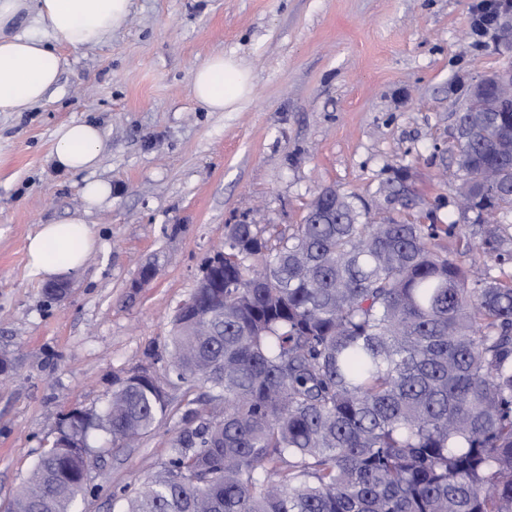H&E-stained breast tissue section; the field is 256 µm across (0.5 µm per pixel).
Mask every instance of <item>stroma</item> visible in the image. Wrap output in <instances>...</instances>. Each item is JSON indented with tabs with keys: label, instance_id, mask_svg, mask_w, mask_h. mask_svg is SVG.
Here are the masks:
<instances>
[{
	"label": "stroma",
	"instance_id": "1",
	"mask_svg": "<svg viewBox=\"0 0 512 512\" xmlns=\"http://www.w3.org/2000/svg\"><path fill=\"white\" fill-rule=\"evenodd\" d=\"M474 0H132L126 23L94 47L58 45L57 87L0 112V512L72 410L101 412L119 380L167 382L168 339L226 227L301 223L321 188L374 214L431 211L448 248L479 242L457 205L454 115L473 85L512 63V11L483 39ZM249 67L254 92L233 111L191 96L216 54ZM96 125L94 179L111 197L88 214L98 238L61 299L27 266L40 225L84 213L86 177L57 169L56 128ZM406 172L405 203L382 188ZM156 275L141 283L145 266ZM166 417L139 443L100 451L80 512H120L160 471L208 390L169 385Z\"/></svg>",
	"mask_w": 512,
	"mask_h": 512
}]
</instances>
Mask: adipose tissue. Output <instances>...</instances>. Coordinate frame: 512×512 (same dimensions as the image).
<instances>
[{"label":"adipose tissue","mask_w":512,"mask_h":512,"mask_svg":"<svg viewBox=\"0 0 512 512\" xmlns=\"http://www.w3.org/2000/svg\"><path fill=\"white\" fill-rule=\"evenodd\" d=\"M130 0H0V112H22L42 102L60 78L61 59L49 42L58 39L79 51L99 44L120 28ZM32 17L29 30L7 34L21 14ZM253 75L238 58H208L192 76L191 94L210 112H226L251 96ZM102 139L98 127L85 121L55 131L54 160L71 174L95 170ZM96 238L84 216L41 225L27 244L30 269L46 279L79 271Z\"/></svg>","instance_id":"obj_1"}]
</instances>
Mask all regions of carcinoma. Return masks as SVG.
Segmentation results:
<instances>
[{
	"instance_id": "cac0c4a2",
	"label": "carcinoma",
	"mask_w": 512,
	"mask_h": 512,
	"mask_svg": "<svg viewBox=\"0 0 512 512\" xmlns=\"http://www.w3.org/2000/svg\"><path fill=\"white\" fill-rule=\"evenodd\" d=\"M457 172L480 244L466 265L433 213L372 216L319 192L288 231L227 226L215 287L170 339L183 384L221 410L173 440L122 512H512V107L455 115ZM428 219L424 224L421 219ZM164 384L122 380L96 429L124 448L166 416ZM54 446L10 512H79Z\"/></svg>"
}]
</instances>
